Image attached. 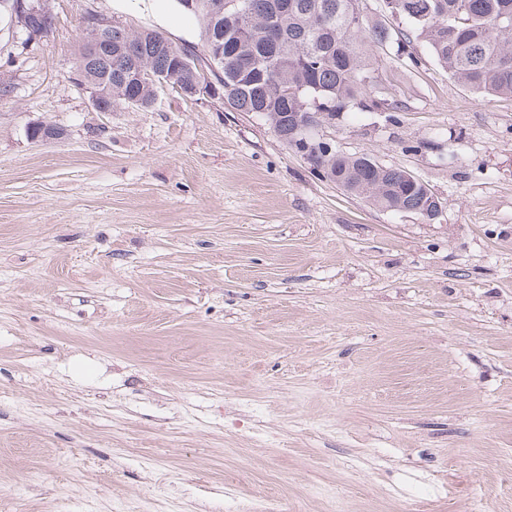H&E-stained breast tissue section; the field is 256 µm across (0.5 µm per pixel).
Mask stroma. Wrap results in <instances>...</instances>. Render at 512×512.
Here are the masks:
<instances>
[{
	"mask_svg": "<svg viewBox=\"0 0 512 512\" xmlns=\"http://www.w3.org/2000/svg\"><path fill=\"white\" fill-rule=\"evenodd\" d=\"M49 8L0 18V512H512V98L376 45L389 112L325 134L428 184V221L171 82L94 110L88 16L197 30Z\"/></svg>",
	"mask_w": 512,
	"mask_h": 512,
	"instance_id": "1",
	"label": "stroma"
}]
</instances>
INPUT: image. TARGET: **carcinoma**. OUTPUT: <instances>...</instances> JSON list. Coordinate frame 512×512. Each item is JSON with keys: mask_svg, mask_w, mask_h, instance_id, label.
<instances>
[{"mask_svg": "<svg viewBox=\"0 0 512 512\" xmlns=\"http://www.w3.org/2000/svg\"><path fill=\"white\" fill-rule=\"evenodd\" d=\"M227 2L199 0L196 10L188 11L199 28L202 52L218 47L219 62L183 69L180 59L195 48L156 30L114 24L104 30L112 52L95 55L83 42L77 69L87 84L110 86L113 96L125 100L151 98L146 83L129 79L134 69L169 72L184 92L210 79L224 90L231 109L276 122L285 139L300 113L318 111L319 103L338 112L387 110L385 100L374 96L372 47L394 39L402 53L408 35L395 39L367 20L352 26L355 0H236L235 9ZM391 15L409 24L450 77L477 93L512 96V0H394ZM51 24L48 12L33 16L27 31L46 34ZM329 167L336 182L369 193L382 206L421 207L420 194L406 186L398 169L370 175L361 160H334Z\"/></svg>", "mask_w": 512, "mask_h": 512, "instance_id": "1", "label": "carcinoma"}]
</instances>
